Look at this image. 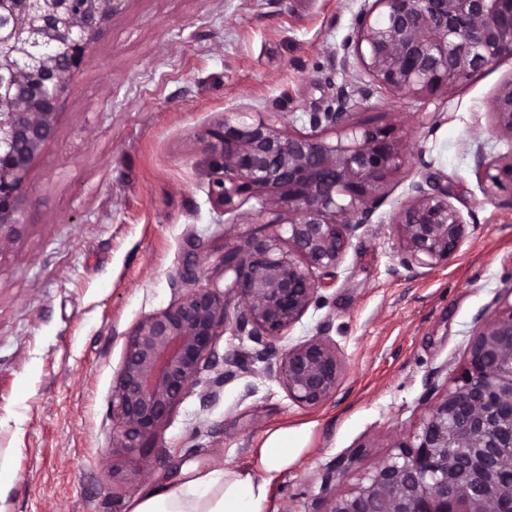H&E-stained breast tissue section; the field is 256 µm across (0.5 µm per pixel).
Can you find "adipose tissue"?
<instances>
[{
    "instance_id": "1",
    "label": "adipose tissue",
    "mask_w": 512,
    "mask_h": 512,
    "mask_svg": "<svg viewBox=\"0 0 512 512\" xmlns=\"http://www.w3.org/2000/svg\"><path fill=\"white\" fill-rule=\"evenodd\" d=\"M298 436L271 433L258 448L259 469H182L178 480L144 487L127 512H264L276 475L300 454Z\"/></svg>"
}]
</instances>
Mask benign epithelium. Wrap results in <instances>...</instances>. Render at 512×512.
I'll return each instance as SVG.
<instances>
[{"instance_id": "obj_1", "label": "benign epithelium", "mask_w": 512, "mask_h": 512, "mask_svg": "<svg viewBox=\"0 0 512 512\" xmlns=\"http://www.w3.org/2000/svg\"><path fill=\"white\" fill-rule=\"evenodd\" d=\"M31 11L0 6V244L24 230L20 190L51 139L59 100L87 58L103 23L129 0H32ZM353 55L381 89L420 95L450 92L477 70L512 57V0H373L357 17ZM372 90L348 83L333 105L309 114L336 143L292 135L264 120H224L198 138L208 158L211 195L233 213L250 198L274 218L224 244V288H190L127 333L112 392L117 447L146 449L190 391L230 329L257 344L224 355V372L257 362L290 398L316 408L336 394L344 364L319 333L283 349L278 341L318 299L313 270L342 261L372 216L390 179L409 158L385 128L363 127L353 111ZM491 130L512 137V77L487 102ZM484 193L512 189V155L486 161ZM448 187L415 181L395 226L408 267L446 265L465 234ZM469 354L452 385L407 439L375 470L329 501L326 512H512V304L482 312Z\"/></svg>"}]
</instances>
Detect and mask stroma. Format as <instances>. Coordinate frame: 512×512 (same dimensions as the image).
I'll return each instance as SVG.
<instances>
[{
  "label": "stroma",
  "instance_id": "obj_1",
  "mask_svg": "<svg viewBox=\"0 0 512 512\" xmlns=\"http://www.w3.org/2000/svg\"><path fill=\"white\" fill-rule=\"evenodd\" d=\"M365 0H130L106 23L59 102L52 138L21 189L23 234L0 246V455L15 472L0 512H126L148 484L193 464L257 468L267 434L302 452L271 487L268 512H325L411 433L467 359L475 317L512 302V210L483 192L477 156L512 153L486 101L512 58L447 95L380 91L355 122L389 129L410 166L391 179L372 222L335 270L315 271L318 301L281 340L327 326L345 364L335 396L296 404L260 365L205 400L223 365H204L143 453L113 455L112 387L126 334L188 289L224 280V227L244 235L268 214L249 199L213 202L201 128L228 113L317 133L309 115L340 86ZM447 185L465 222L455 257L402 265L396 212L415 181Z\"/></svg>",
  "mask_w": 512,
  "mask_h": 512
}]
</instances>
